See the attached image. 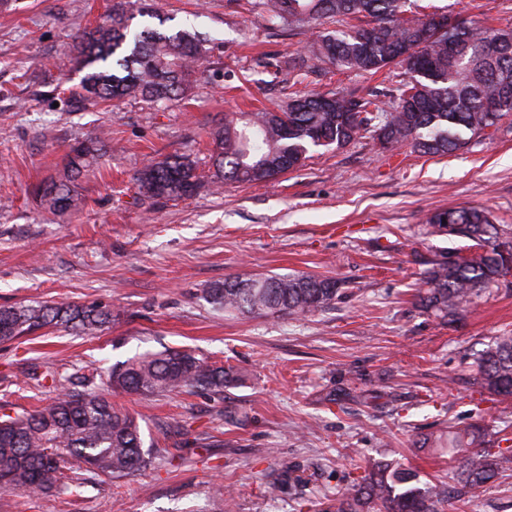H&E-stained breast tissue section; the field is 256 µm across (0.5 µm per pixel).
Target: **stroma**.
Returning <instances> with one entry per match:
<instances>
[{
	"label": "stroma",
	"mask_w": 512,
	"mask_h": 512,
	"mask_svg": "<svg viewBox=\"0 0 512 512\" xmlns=\"http://www.w3.org/2000/svg\"><path fill=\"white\" fill-rule=\"evenodd\" d=\"M411 2L416 14L512 23V0ZM144 6L211 43L202 75L164 108L129 98L116 112L87 111L69 94L82 76L72 45L112 0H0V306L112 312L94 337L57 328L0 342V415L55 398L38 374L81 390L164 349L234 366L237 379L220 396L113 394L163 456L115 480L84 473L65 493L0 491V512H324L367 460L439 478L448 455L424 439L451 425L512 426V399L461 382L512 331V272L456 320L416 305L430 263L468 252L428 224L433 211L474 206L512 230V114L448 156L386 151L367 133L276 180L219 187L210 132L226 114L273 107L287 63L310 58L339 25L273 24L254 0H130L136 24ZM399 81L394 67L360 75L324 64L304 83L364 94ZM81 143L95 159L71 183L72 206L53 212L43 189ZM164 156L195 162L193 195L139 194L137 172ZM289 274L342 280L347 294L308 317L227 315L205 299L227 278ZM445 512H512V472Z\"/></svg>",
	"instance_id": "stroma-1"
}]
</instances>
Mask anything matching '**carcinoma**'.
I'll list each match as a JSON object with an SVG mask.
<instances>
[{"instance_id": "1", "label": "carcinoma", "mask_w": 512, "mask_h": 512, "mask_svg": "<svg viewBox=\"0 0 512 512\" xmlns=\"http://www.w3.org/2000/svg\"><path fill=\"white\" fill-rule=\"evenodd\" d=\"M409 0H262L272 20L290 24L329 15L358 21L347 33L327 35L312 47V58L340 69L375 74L395 65L406 79L392 98V111L377 95L336 90H295L276 111L240 112L211 134L213 183L260 184L300 168L317 148L346 146L372 132L385 150L409 145L424 155L447 156L494 127L512 112V23L479 25L459 15L406 16ZM125 0H114L109 18L76 37L73 51L88 72L72 92L85 107L127 97L166 102L186 96L198 81L207 41L187 29L172 32L135 28ZM70 172L86 167L91 149H72ZM149 199L190 196L200 187L195 165L184 157L149 160L136 176ZM43 197L54 211L72 206L67 181L49 184ZM428 223L454 226L484 254L436 260L425 272L419 304L442 320L467 311L475 299L512 268V232L492 224L482 210H436ZM345 294L334 278L311 274L226 279L206 291V300L227 313L314 315ZM112 313L95 306L22 305L0 307V341L45 327L94 335ZM235 381L233 367L215 366L184 350L166 349L136 357L107 372L108 387L136 394L207 390L215 395ZM474 384L491 395L512 396V334L495 339L476 362ZM448 450L446 480L423 479L394 462H370L351 488L336 498V512H442L448 486L461 501L512 468V451L490 448L476 427H448L429 444ZM137 417L91 389L65 393L34 410L0 420V491L67 490L86 465L109 479L144 468Z\"/></svg>"}]
</instances>
